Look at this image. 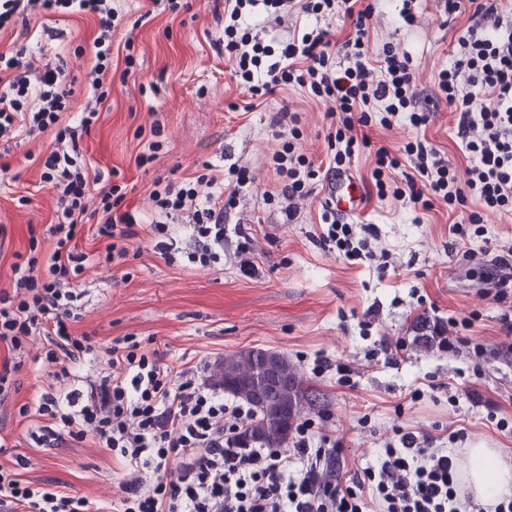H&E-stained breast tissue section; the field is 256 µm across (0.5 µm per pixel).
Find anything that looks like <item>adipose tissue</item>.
I'll list each match as a JSON object with an SVG mask.
<instances>
[{"instance_id":"ef3b65f1","label":"adipose tissue","mask_w":512,"mask_h":512,"mask_svg":"<svg viewBox=\"0 0 512 512\" xmlns=\"http://www.w3.org/2000/svg\"><path fill=\"white\" fill-rule=\"evenodd\" d=\"M466 479L475 496L485 504L512 497V466L494 449H469Z\"/></svg>"}]
</instances>
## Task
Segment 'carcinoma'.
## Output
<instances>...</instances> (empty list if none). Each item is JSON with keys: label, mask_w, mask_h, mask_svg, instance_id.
<instances>
[{"label": "carcinoma", "mask_w": 512, "mask_h": 512, "mask_svg": "<svg viewBox=\"0 0 512 512\" xmlns=\"http://www.w3.org/2000/svg\"><path fill=\"white\" fill-rule=\"evenodd\" d=\"M251 354L252 351L248 350L224 357V370L215 374V377L221 381L238 374L252 365ZM313 401L311 383L301 377L295 378L292 385L278 391L267 406L257 410L259 418L243 430L244 437L250 440L256 438L270 448L283 447L293 426V418H285L283 408L288 406L298 409Z\"/></svg>", "instance_id": "cac0c4a2"}]
</instances>
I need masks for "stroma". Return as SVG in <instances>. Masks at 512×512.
Here are the masks:
<instances>
[{"instance_id": "35a3bbf8", "label": "stroma", "mask_w": 512, "mask_h": 512, "mask_svg": "<svg viewBox=\"0 0 512 512\" xmlns=\"http://www.w3.org/2000/svg\"><path fill=\"white\" fill-rule=\"evenodd\" d=\"M187 3L170 13L150 0H111L122 18L112 38L113 61L122 64L133 53L137 70L125 77L110 72L112 91L102 121L80 150L91 169L114 171V183L126 188V206L146 217L153 211L149 193L156 180L195 178L206 161L220 170L234 163L249 166L250 184L238 190L224 186L234 196L224 220V266H188L184 237L170 261L146 239H134L125 263L93 264L84 272L76 331L99 344L132 335L157 343L168 360L191 366L253 347L287 355L315 387L319 400L305 418L314 431L336 438L329 456L343 482L374 464L397 427L434 437L438 448L447 447L449 432L461 429L459 453L494 448L512 462V427L496 425L500 418L512 420V362L479 361L467 350L454 356L436 347L426 350L416 330L427 321L465 318L469 325L462 334L470 346L512 343L500 323L502 305L462 260L463 252L482 258L512 240V215L484 211L482 233L463 242L449 231L455 216L445 203L426 209L406 199H381L371 181L378 148L394 151L418 137L466 178L468 161L448 106L432 108L428 124L418 130L403 115L390 129H368L369 145L348 166L367 197L352 221L372 225V247L388 253L389 266L382 272L376 259L349 264L320 242L322 180H314L312 193L298 200L294 220H287L284 200L266 199L276 184L265 158L283 144L272 127L274 116L285 108L299 113L295 147L318 164L326 158V105L297 85L252 100L214 46L223 28L214 0ZM373 3L372 47L389 42L410 56L418 90L431 92L438 73L454 60V42L469 23L468 7L451 15L442 0H416V22L408 27L399 16V0ZM250 24L268 42L286 39L295 27L327 29L339 39L349 30L338 14L302 13L276 25L258 13ZM97 32L96 17H54L37 2L25 24L0 30V44L23 47V60L33 69H64L70 96L61 124L70 123L87 102ZM157 120L164 128L154 138L149 129ZM154 139L160 144L155 160L137 166V155ZM53 140L48 130L18 144L0 141V157L19 175L0 184V285L8 283L16 254L27 252L30 233L44 235L54 219L56 200L40 179L41 159ZM244 235L253 241L246 267L235 255ZM324 359L330 370H319ZM340 364L348 379L337 373ZM27 476L67 484L76 493L93 490L107 500L119 479L106 453L76 447L39 455Z\"/></svg>"}]
</instances>
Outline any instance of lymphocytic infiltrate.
<instances>
[{
  "instance_id": "lymphocytic-infiltrate-1",
  "label": "lymphocytic infiltrate",
  "mask_w": 512,
  "mask_h": 512,
  "mask_svg": "<svg viewBox=\"0 0 512 512\" xmlns=\"http://www.w3.org/2000/svg\"><path fill=\"white\" fill-rule=\"evenodd\" d=\"M465 1L472 8L471 23L456 40L453 65L439 73L436 89L424 99L408 56L388 44L371 48L368 0H224L217 48L234 59L235 76L251 96H271L295 83L327 103V154L338 168L356 148L368 145L365 129L374 122V103L384 106L377 122L386 129L402 114L412 126H424L428 115L421 101L447 103L458 116L457 135L470 162L468 180L458 183L453 164L420 140L406 143L398 155L378 149L372 178L378 197L416 203L434 198L460 209V220L449 230L463 240L480 223L481 209L512 212V0H446L445 9L456 12ZM42 7L54 14L98 16L97 63L87 76L93 104L74 124L60 125L68 96L64 70L33 71L24 65L21 51L0 47V139L55 129L41 177L57 197L52 252L43 253L41 241L30 236L26 261L13 264L8 284L0 286V346L5 349L0 407L18 393L14 374L32 344L42 343L41 359L53 371L33 401L18 409L29 422L27 447L43 452L89 442L115 455L122 478L109 501L24 480L31 457L13 452L0 433V512H366L372 501L381 512H512L511 497L490 509L472 498L461 500L457 454L428 447L401 429L385 442L377 463L351 484L320 487L319 472L333 442L325 434L313 436L310 423L296 425L289 447H240L251 409L225 401L223 387L212 376L167 362L165 352L142 346L132 336L98 346L89 336L75 334L80 279L87 267L95 260H125L132 239L142 234L169 253L176 233L172 216L186 217L184 229L193 243L186 253L189 265H223L225 203L213 192L217 176L201 175L182 185L155 184L151 218L122 210L120 186L90 174L79 149L100 120L98 102L108 95L117 15L108 0H42ZM259 7L267 21L277 24L297 11L337 12L349 20L350 32L340 41L330 31L311 30L274 47L247 23ZM340 54L349 61L343 69L335 62ZM270 164L274 197L292 202L309 194L317 172L305 155L295 153L291 141H284ZM397 169L402 172L398 181L391 177ZM472 200L480 210L469 209ZM93 201L102 217L89 226L85 219ZM86 233L98 249H79L77 239ZM372 234L369 225L334 220L321 239L329 251L353 261L372 258Z\"/></svg>"
}]
</instances>
